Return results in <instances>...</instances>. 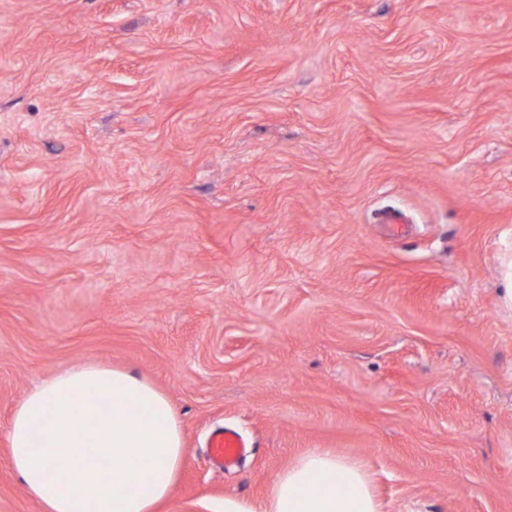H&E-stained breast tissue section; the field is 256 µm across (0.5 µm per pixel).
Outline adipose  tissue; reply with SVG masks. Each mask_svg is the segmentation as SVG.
<instances>
[{
    "label": "adipose tissue",
    "mask_w": 512,
    "mask_h": 512,
    "mask_svg": "<svg viewBox=\"0 0 512 512\" xmlns=\"http://www.w3.org/2000/svg\"><path fill=\"white\" fill-rule=\"evenodd\" d=\"M103 401L111 414L100 411ZM8 443L15 472L44 512H156L185 454L182 426L166 394L99 364L60 371L31 389L13 412ZM324 475L332 483H321ZM225 512L383 507L361 466L312 448L275 477L267 499L232 502Z\"/></svg>",
    "instance_id": "obj_1"
}]
</instances>
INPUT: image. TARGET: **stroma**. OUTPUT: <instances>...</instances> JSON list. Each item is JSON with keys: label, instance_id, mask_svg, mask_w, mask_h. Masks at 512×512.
<instances>
[{"label": "stroma", "instance_id": "stroma-1", "mask_svg": "<svg viewBox=\"0 0 512 512\" xmlns=\"http://www.w3.org/2000/svg\"><path fill=\"white\" fill-rule=\"evenodd\" d=\"M509 249L512 0H0V512H43L14 407L88 362L180 417L159 512L310 448L512 512ZM500 302L512 309V253L503 257L500 261ZM246 443L234 430L220 429L209 439V459L220 470L234 465L245 453Z\"/></svg>", "mask_w": 512, "mask_h": 512}]
</instances>
